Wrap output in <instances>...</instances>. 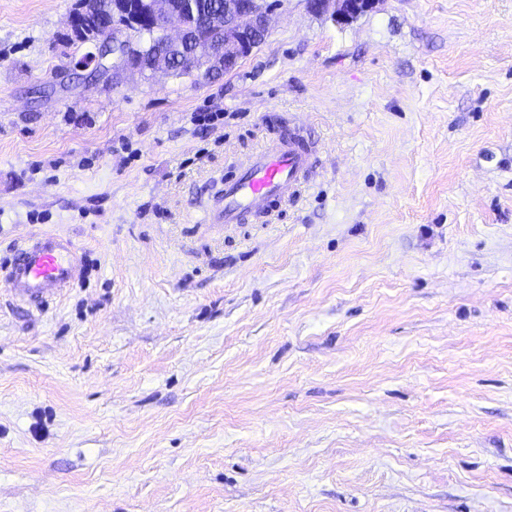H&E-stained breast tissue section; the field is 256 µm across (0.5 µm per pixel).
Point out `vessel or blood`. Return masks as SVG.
I'll use <instances>...</instances> for the list:
<instances>
[{
	"instance_id": "1",
	"label": "vessel or blood",
	"mask_w": 512,
	"mask_h": 512,
	"mask_svg": "<svg viewBox=\"0 0 512 512\" xmlns=\"http://www.w3.org/2000/svg\"><path fill=\"white\" fill-rule=\"evenodd\" d=\"M303 130V122H294L241 163L236 178L223 182L205 203L206 223L251 224L297 198L317 173L318 148ZM80 277L72 242L53 233L29 240L0 270V283L27 301L60 293Z\"/></svg>"
}]
</instances>
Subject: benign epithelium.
I'll list each match as a JSON object with an SVG mask.
<instances>
[{"instance_id":"7a95c632","label":"benign epithelium","mask_w":512,"mask_h":512,"mask_svg":"<svg viewBox=\"0 0 512 512\" xmlns=\"http://www.w3.org/2000/svg\"><path fill=\"white\" fill-rule=\"evenodd\" d=\"M376 0H308L311 11L321 14L332 11L338 24H345L371 10ZM275 0H224L223 6H214L207 24L224 26V42L204 44L193 37L192 30L200 6L198 0H113V23L84 41L94 43V51L86 54L75 66L98 74L112 73L117 82L128 72H136L123 52L124 34L143 25L168 31L173 21L179 25L175 38L166 41L144 61L143 69L150 72H171L173 65L168 49L178 47L185 51L184 69L188 72L205 70L212 75L217 71L234 69L265 41L270 30V15L276 9Z\"/></svg>"}]
</instances>
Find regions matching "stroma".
I'll return each instance as SVG.
<instances>
[{"label": "stroma", "mask_w": 512, "mask_h": 512, "mask_svg": "<svg viewBox=\"0 0 512 512\" xmlns=\"http://www.w3.org/2000/svg\"><path fill=\"white\" fill-rule=\"evenodd\" d=\"M80 0H0V512H512V0H281L230 72L74 66ZM303 116L322 175L204 221ZM375 2L376 0H308V7L317 14L328 12L332 8L334 21L345 24L371 10ZM80 277L72 242L55 233L29 240L18 249L9 266L0 270L1 282L27 301H43L72 287Z\"/></svg>", "instance_id": "stroma-1"}]
</instances>
